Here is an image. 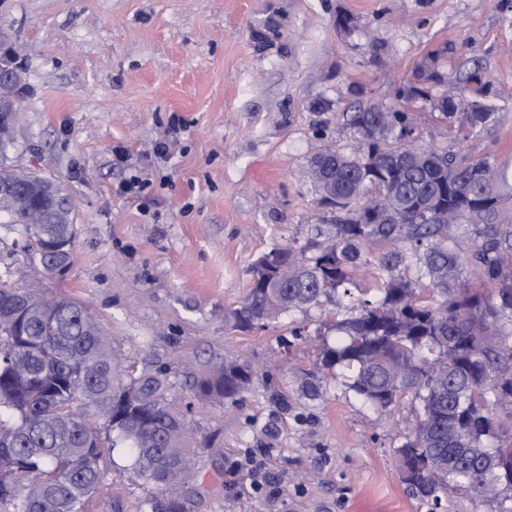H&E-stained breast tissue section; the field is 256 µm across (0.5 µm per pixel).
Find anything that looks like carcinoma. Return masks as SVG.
I'll return each mask as SVG.
<instances>
[{
  "instance_id": "obj_1",
  "label": "carcinoma",
  "mask_w": 512,
  "mask_h": 512,
  "mask_svg": "<svg viewBox=\"0 0 512 512\" xmlns=\"http://www.w3.org/2000/svg\"><path fill=\"white\" fill-rule=\"evenodd\" d=\"M13 85L0 87V113L23 88V70L13 58ZM448 122L476 135L495 122L492 112H453ZM407 113L391 123L372 112H349L354 152L325 148L335 157L336 197L343 200L327 224L316 226L307 245L288 244L262 254L253 282L232 312V327L263 328L285 311L319 306L359 288L356 273L373 268L349 316L327 329L336 343L319 341L316 369L303 384L318 392L326 372L344 371L341 385L381 409L411 397L412 416L402 447V480L433 503L449 493L488 501L511 495L499 469L512 473V206L505 193L509 168L461 148L434 160L395 158L408 133ZM14 129H0V184L23 175ZM495 171L492 182L480 179ZM29 193L0 211V224L19 228L6 257L21 251L38 264L55 243L69 244L73 262L76 230L61 184ZM395 195L401 216L377 224L359 202ZM448 208L454 221L435 224L433 207ZM45 208L57 223L31 224ZM374 244L383 246L368 257ZM472 275L490 288L467 285ZM32 286L13 279L11 264L0 271V512H88L106 491L112 449L124 448L131 469L151 486L138 512H188L190 446L186 412L170 393L162 368H121L99 319L81 302L55 296L38 308L27 305ZM255 376L237 359L195 379L200 407L234 402ZM468 448L477 452L469 454Z\"/></svg>"
}]
</instances>
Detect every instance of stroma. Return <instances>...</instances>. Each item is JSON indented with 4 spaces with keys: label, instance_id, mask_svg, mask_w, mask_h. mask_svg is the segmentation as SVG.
I'll return each mask as SVG.
<instances>
[{
    "label": "stroma",
    "instance_id": "obj_1",
    "mask_svg": "<svg viewBox=\"0 0 512 512\" xmlns=\"http://www.w3.org/2000/svg\"><path fill=\"white\" fill-rule=\"evenodd\" d=\"M0 30L25 69L18 162L63 184L76 230L63 276L37 280L18 254L14 278L89 306L138 367H167L191 407L190 512H430L396 464L410 403L381 412L330 375L310 395L316 349L284 344L296 327L335 342L352 298L249 331L227 316L256 258L323 219L309 162L350 152L347 113L412 109L434 145L512 163V0H0ZM450 91L495 123L464 138L440 113ZM134 175L148 187L122 193ZM234 357L258 379L199 413L194 377ZM113 456L91 512H136L149 487Z\"/></svg>",
    "mask_w": 512,
    "mask_h": 512
}]
</instances>
